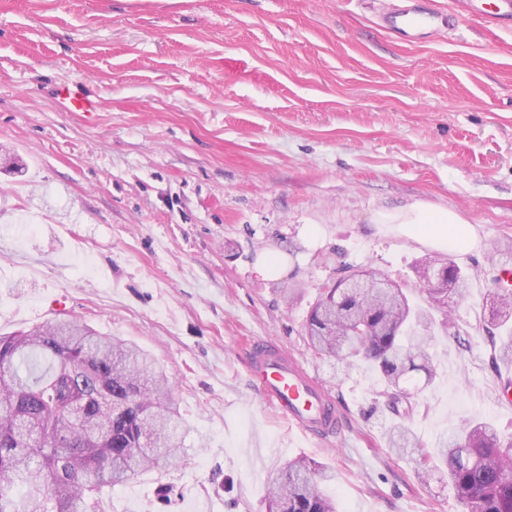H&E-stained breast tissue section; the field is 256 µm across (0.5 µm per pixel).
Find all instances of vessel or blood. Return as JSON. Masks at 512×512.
I'll use <instances>...</instances> for the list:
<instances>
[{
  "label": "vessel or blood",
  "mask_w": 512,
  "mask_h": 512,
  "mask_svg": "<svg viewBox=\"0 0 512 512\" xmlns=\"http://www.w3.org/2000/svg\"><path fill=\"white\" fill-rule=\"evenodd\" d=\"M479 15L486 27H511L512 0H491ZM378 21L382 29L405 43L423 41L434 31L458 25L453 14L432 7L429 0H408L407 4L379 16ZM53 93L63 111L89 116L98 108L82 83L55 86ZM247 356L255 393L301 435L324 440L337 431L339 415L329 393L305 368L288 358L278 344L255 342Z\"/></svg>",
  "instance_id": "b4317fda"
}]
</instances>
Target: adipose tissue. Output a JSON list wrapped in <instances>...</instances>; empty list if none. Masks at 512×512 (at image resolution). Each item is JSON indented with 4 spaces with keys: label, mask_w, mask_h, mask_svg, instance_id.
Wrapping results in <instances>:
<instances>
[{
    "label": "adipose tissue",
    "mask_w": 512,
    "mask_h": 512,
    "mask_svg": "<svg viewBox=\"0 0 512 512\" xmlns=\"http://www.w3.org/2000/svg\"><path fill=\"white\" fill-rule=\"evenodd\" d=\"M380 223L407 225L412 235L449 242L467 243L470 225L455 212L417 203L409 207L381 214Z\"/></svg>",
    "instance_id": "adipose-tissue-1"
}]
</instances>
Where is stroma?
<instances>
[{"mask_svg":"<svg viewBox=\"0 0 512 512\" xmlns=\"http://www.w3.org/2000/svg\"><path fill=\"white\" fill-rule=\"evenodd\" d=\"M396 2L0 0V333L73 317L135 343L188 427L181 462L113 488L106 512H266L268 472L300 457L335 473L343 512H463L446 471L389 447L369 364L319 358L304 330L342 265L426 305L415 269L442 245L378 221L418 201L470 223L455 260L471 279L432 327L433 383L407 386L411 429L429 448L468 420L512 439V362L481 323L512 244V30L441 0L459 26L411 46L376 24ZM73 81L94 117L45 92ZM249 339L332 391L334 439L260 401Z\"/></svg>","mask_w":512,"mask_h":512,"instance_id":"1","label":"stroma"}]
</instances>
